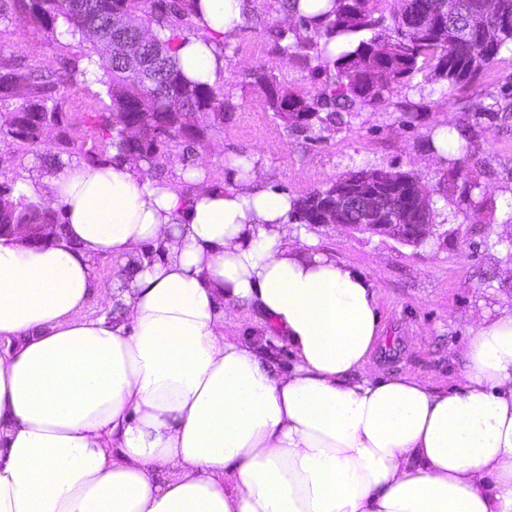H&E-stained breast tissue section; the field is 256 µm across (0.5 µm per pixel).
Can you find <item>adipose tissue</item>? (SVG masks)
<instances>
[{"label": "adipose tissue", "instance_id": "adipose-tissue-1", "mask_svg": "<svg viewBox=\"0 0 512 512\" xmlns=\"http://www.w3.org/2000/svg\"><path fill=\"white\" fill-rule=\"evenodd\" d=\"M245 9L200 0L188 78L222 83ZM243 166L186 192L123 158L17 184L64 227L0 239V512H512V309L469 328L448 388L366 375L374 282ZM248 317L261 334L225 336Z\"/></svg>", "mask_w": 512, "mask_h": 512}]
</instances>
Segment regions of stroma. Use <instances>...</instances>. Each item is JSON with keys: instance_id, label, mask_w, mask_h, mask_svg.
<instances>
[{"instance_id": "1", "label": "stroma", "mask_w": 512, "mask_h": 512, "mask_svg": "<svg viewBox=\"0 0 512 512\" xmlns=\"http://www.w3.org/2000/svg\"><path fill=\"white\" fill-rule=\"evenodd\" d=\"M244 29L226 43L227 69L222 87L234 110L224 129L209 134L191 151L206 184L224 186L233 180L229 158L251 159L261 177L297 197L333 182L358 167L412 173L427 186L447 175L448 163L429 151L430 132L473 125L476 159L482 181L495 209L487 213L455 200L436 198V223L446 236L421 247L380 237L350 235L339 227L310 229L321 250L368 274L378 295L381 343L378 366L417 377L434 388L460 379L461 351L469 326L483 314L512 307V131L473 124L471 105L486 94L512 86V51H503L491 68L468 88L445 94L441 84L415 78L379 105L345 116L336 130L312 140L293 132L262 103L252 73L262 67L293 90L315 91L311 73L291 64L268 37L286 17L274 0H247ZM75 49L65 38L51 37L28 21L0 24V57L53 73ZM421 105V112L399 110L402 102ZM100 106L93 91L66 97L62 109L69 117L68 147L57 144L58 131L47 128L39 146L29 147L0 138V184L21 180L40 183L44 159L91 161L106 154L104 141L86 121ZM374 364H366L373 374Z\"/></svg>"}]
</instances>
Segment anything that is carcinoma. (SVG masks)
<instances>
[{"mask_svg": "<svg viewBox=\"0 0 512 512\" xmlns=\"http://www.w3.org/2000/svg\"><path fill=\"white\" fill-rule=\"evenodd\" d=\"M196 0H0V23L15 16L29 18L43 32L68 36L89 52L44 80L36 69L17 67L0 60V138L20 140L30 146L41 143L42 128L53 124L68 140L67 117L62 99L89 82L90 70L79 65L84 59L102 75L94 81L101 107L91 116L93 126L106 136L109 147L122 157L141 154L149 168L171 148L203 140L224 126V113L231 106L223 88L185 77L176 51L185 39L176 21L194 14ZM316 14H300V0H276L279 10L298 19L294 28H274L275 47L290 61L309 69L320 88L309 94L286 88L271 72L257 69L254 85L266 107L295 132L313 139L342 124L344 115L374 106L399 86L424 72L433 82L457 91L472 85L502 50L512 48V0H493L495 10L477 14L481 0H324ZM120 20L127 37L152 24L156 41L142 47L141 55L157 58L153 80L145 85L139 71L130 69L112 52V41L93 38L88 26L112 28ZM27 96L15 105L18 89ZM473 117L490 125L512 123V92L488 94V101L473 105ZM475 145L459 143L457 154L448 157L450 172L436 193L459 196L476 210H493L476 166L471 163ZM114 156V157H116ZM106 157L104 161H112ZM385 185L384 203L407 213L405 224H432L434 212L417 213L415 200L431 195L411 173L360 168L337 178L326 188L313 189L293 203L291 220L315 224L319 207L333 201V194L349 187H362L372 176ZM15 188H0V224H53L61 217L47 215L30 205Z\"/></svg>", "mask_w": 512, "mask_h": 512, "instance_id": "obj_1", "label": "carcinoma"}]
</instances>
